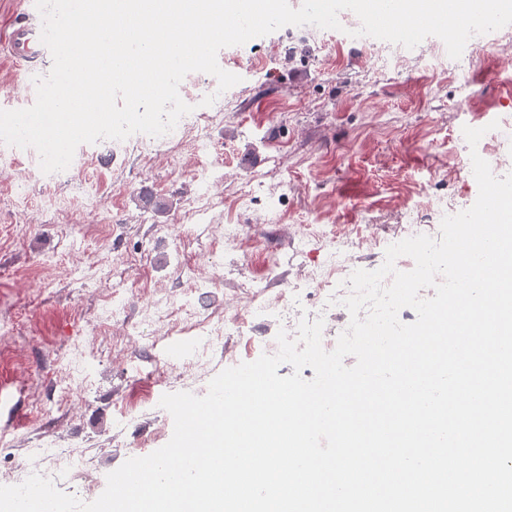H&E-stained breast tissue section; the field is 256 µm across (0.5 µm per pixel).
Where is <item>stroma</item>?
<instances>
[{
  "label": "stroma",
  "instance_id": "35a3bbf8",
  "mask_svg": "<svg viewBox=\"0 0 512 512\" xmlns=\"http://www.w3.org/2000/svg\"><path fill=\"white\" fill-rule=\"evenodd\" d=\"M425 38L402 58L382 46L347 40L340 31L284 42L281 32L229 46L219 65L240 83L219 91L217 79L197 89L214 96L206 111L209 150L113 153L107 141L75 153L70 183L34 164L25 149L0 147V421L17 412L14 446L0 452V485L11 484L25 451L62 435L80 444L98 478L80 484L95 500L106 476L127 459L149 455L171 438L158 421L118 428L134 393L162 397L160 371L170 327L135 341H113L112 298H126L129 317L166 288L190 293L200 312L245 303L252 281L276 295L303 263L329 249L348 251L358 233L391 243L427 201L471 207L475 180L455 176L467 155L464 127H499L492 135L512 158V38L465 48V69ZM38 65L34 76L46 75ZM34 76L0 58V101L30 107ZM221 179L207 213L187 212L196 175ZM164 200L157 213L141 190ZM239 225L243 243L213 249L216 224ZM307 255L295 252L301 233ZM280 267L270 270L269 259Z\"/></svg>",
  "mask_w": 512,
  "mask_h": 512
}]
</instances>
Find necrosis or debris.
<instances>
[{
  "instance_id": "1",
  "label": "necrosis or debris",
  "mask_w": 512,
  "mask_h": 512,
  "mask_svg": "<svg viewBox=\"0 0 512 512\" xmlns=\"http://www.w3.org/2000/svg\"><path fill=\"white\" fill-rule=\"evenodd\" d=\"M336 252L326 254L324 260L310 271L298 275L288 283V290L274 300L254 299L242 314L226 317L214 312L209 315L196 313L187 297L163 294L157 296L144 309L138 324H124V336L142 335L144 328L160 324L179 327L185 340L183 349L170 356L167 366L175 371L173 381L179 390L201 396L207 393L204 373L213 355L224 354V364L236 366L237 361L229 351L235 336L241 335L245 319L262 320L275 328L285 330L289 337H296L300 318L332 320L348 317V310L341 305V298L349 292L347 279L353 272ZM193 360L200 369L195 378L180 375L184 360ZM93 468L91 458L67 439H57L42 444L35 456L23 458L15 470V482H23L30 474L38 473L52 479L58 489L71 488L75 481L86 479Z\"/></svg>"
}]
</instances>
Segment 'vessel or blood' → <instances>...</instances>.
I'll use <instances>...</instances> for the list:
<instances>
[{
    "mask_svg": "<svg viewBox=\"0 0 512 512\" xmlns=\"http://www.w3.org/2000/svg\"><path fill=\"white\" fill-rule=\"evenodd\" d=\"M41 29L42 19L35 0H26L21 17L14 20L6 32H0V55L24 72L47 60L50 52L40 40Z\"/></svg>",
    "mask_w": 512,
    "mask_h": 512,
    "instance_id": "obj_1",
    "label": "vessel or blood"
}]
</instances>
